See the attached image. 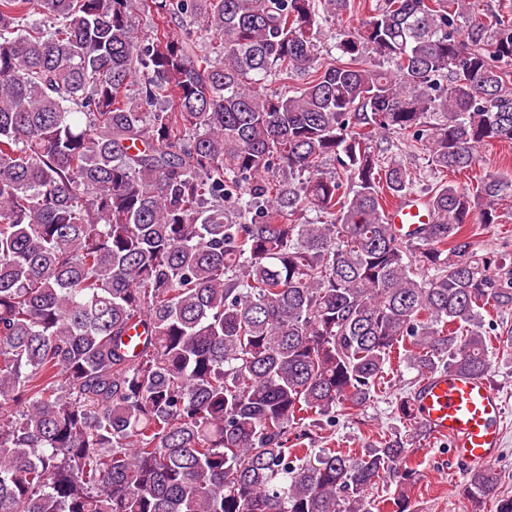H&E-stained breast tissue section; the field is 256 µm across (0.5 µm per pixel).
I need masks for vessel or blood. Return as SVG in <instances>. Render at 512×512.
I'll return each mask as SVG.
<instances>
[{
  "instance_id": "vessel-or-blood-1",
  "label": "vessel or blood",
  "mask_w": 512,
  "mask_h": 512,
  "mask_svg": "<svg viewBox=\"0 0 512 512\" xmlns=\"http://www.w3.org/2000/svg\"><path fill=\"white\" fill-rule=\"evenodd\" d=\"M387 219L406 232L427 223L429 212L423 201L399 198L388 206ZM415 404L421 427L432 436L448 438L458 459L483 466L498 457L506 405L485 379L459 374L428 376L419 384Z\"/></svg>"
}]
</instances>
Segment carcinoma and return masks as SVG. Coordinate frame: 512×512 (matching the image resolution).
<instances>
[{"instance_id": "1", "label": "carcinoma", "mask_w": 512, "mask_h": 512, "mask_svg": "<svg viewBox=\"0 0 512 512\" xmlns=\"http://www.w3.org/2000/svg\"><path fill=\"white\" fill-rule=\"evenodd\" d=\"M349 8L0 0V512H371L415 474L404 443L315 454L297 430L367 402L399 349L488 376L512 265L465 230L512 179L440 182L403 237L387 200L417 173L374 145L446 176L512 144V19L383 0L317 64V16ZM499 483L471 471L472 512H512ZM385 141L383 139V143H381L382 148H387V152H385L384 156L387 159L392 157L397 161L401 162L405 166L409 167L411 170L420 173L419 183L417 184L418 188L425 189L427 185L434 184L439 182L442 178L438 173H433L428 170L426 167V154L424 150H414L413 147H410L406 142H404L398 135L396 134H388Z\"/></svg>"}]
</instances>
